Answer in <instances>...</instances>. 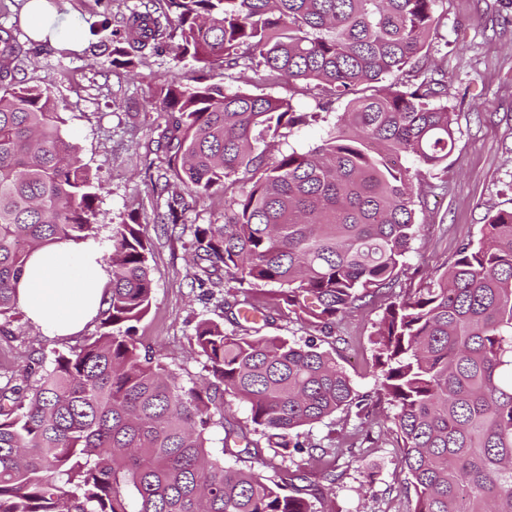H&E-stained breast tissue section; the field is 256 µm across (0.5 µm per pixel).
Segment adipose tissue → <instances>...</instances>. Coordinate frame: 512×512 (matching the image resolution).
Segmentation results:
<instances>
[{"mask_svg":"<svg viewBox=\"0 0 512 512\" xmlns=\"http://www.w3.org/2000/svg\"><path fill=\"white\" fill-rule=\"evenodd\" d=\"M23 18L32 40H45L51 21L56 20L67 47L75 49L82 43V28L59 15L49 0H26ZM109 280L96 241H60L30 254L16 285V301L44 335L72 336L97 316Z\"/></svg>","mask_w":512,"mask_h":512,"instance_id":"ef3b65f1","label":"adipose tissue"}]
</instances>
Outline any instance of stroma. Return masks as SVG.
Masks as SVG:
<instances>
[{
    "label": "stroma",
    "instance_id": "obj_1",
    "mask_svg": "<svg viewBox=\"0 0 512 512\" xmlns=\"http://www.w3.org/2000/svg\"><path fill=\"white\" fill-rule=\"evenodd\" d=\"M60 12L82 28L110 15L118 20L140 5V0H54ZM24 0H0V27L13 30L25 53L20 75L31 85L50 87L67 123L68 139L78 143L81 157L99 184L98 204L106 216L96 236L109 248L112 227L137 220L151 242L149 261L155 292L151 310L137 325V336L155 357L176 369L183 378H198L202 358L192 351L191 336L198 322H226L223 286L195 287L198 268L188 249L192 229L198 224L224 221V193L187 201L177 230H165L156 216L165 212L168 195L155 183L168 167V157L158 146L166 128V113L153 106L159 86L193 88L200 76L223 84L227 90L269 92L292 98L297 109L312 112L317 89L293 93L287 83L262 88L253 73L227 71L190 58H178L172 50L147 57L134 70L113 66L109 53L68 51L30 44L21 21ZM444 16L437 49L432 58L448 72V107L454 114L455 146L446 167L421 169L412 157L404 166L419 174L416 192V233L405 264L393 288L405 294L425 285L443 271L456 248L477 240L488 214L512 209V0H439ZM342 103H333L313 124L292 129L275 139V151H308L320 145L332 130ZM381 311L374 305L352 309L335 326L341 341L335 358L349 376L356 392L370 394L378 387L373 367L370 336ZM99 332L90 323L69 338L43 335L18 315L10 331L0 334V367L13 370L23 380L28 359L50 363L55 352L67 350ZM393 407L382 405L369 419L356 409L336 413L313 427L302 429L303 449L290 456L275 455L262 432L252 440L260 458L241 459L222 453L221 432H214L210 451L225 463L258 468L264 478L278 480L282 469L309 460L307 448L324 443L328 434L368 431L371 448H344L336 459L338 478L332 488L313 480H298L294 492L310 498L317 512H412L414 489L403 472L401 453L389 433ZM273 466H266V459Z\"/></svg>",
    "mask_w": 512,
    "mask_h": 512
}]
</instances>
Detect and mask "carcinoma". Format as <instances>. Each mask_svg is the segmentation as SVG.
Returning <instances> with one entry per match:
<instances>
[{"label": "carcinoma", "mask_w": 512, "mask_h": 512, "mask_svg": "<svg viewBox=\"0 0 512 512\" xmlns=\"http://www.w3.org/2000/svg\"><path fill=\"white\" fill-rule=\"evenodd\" d=\"M439 0H147L118 30L94 23L90 49L133 69L170 45L182 58L250 69L258 82L320 89L343 102L313 149L268 153L267 139L309 124L291 99L221 86H162L170 116L164 187L201 200L224 187V223L198 225L196 282L224 281L234 317L293 314L331 330L350 309L386 298L375 325L377 401L392 423L413 512H512V211L488 217L424 287L392 294L415 234L417 175L455 146L448 73L429 64ZM22 46L0 34V332L18 314L28 255L96 237L102 213L80 148L46 87L18 79ZM402 73L406 80L380 86ZM180 194L160 224H177ZM150 240L141 224L112 228L99 335L65 351L33 383L0 385V512H315L288 493L304 467L268 483L212 458L222 443H255L228 428V398L244 403L271 447L300 448V430L368 398L313 340L240 336L202 320L193 346L203 374L142 352L136 323L153 299ZM270 289H265V286Z\"/></svg>", "instance_id": "carcinoma-1"}]
</instances>
